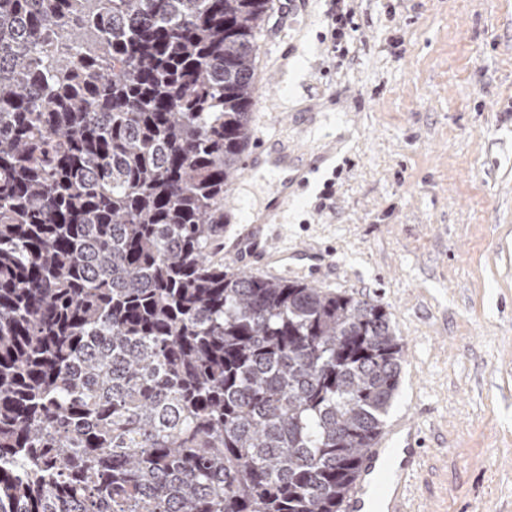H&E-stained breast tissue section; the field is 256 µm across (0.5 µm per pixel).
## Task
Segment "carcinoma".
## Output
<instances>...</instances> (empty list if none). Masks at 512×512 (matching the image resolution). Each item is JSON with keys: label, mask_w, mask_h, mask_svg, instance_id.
Listing matches in <instances>:
<instances>
[{"label": "carcinoma", "mask_w": 512, "mask_h": 512, "mask_svg": "<svg viewBox=\"0 0 512 512\" xmlns=\"http://www.w3.org/2000/svg\"><path fill=\"white\" fill-rule=\"evenodd\" d=\"M269 0H0V512H341L404 343L211 255Z\"/></svg>", "instance_id": "cac0c4a2"}]
</instances>
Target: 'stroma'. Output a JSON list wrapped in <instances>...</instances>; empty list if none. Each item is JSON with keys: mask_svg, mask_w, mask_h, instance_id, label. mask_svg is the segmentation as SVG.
Segmentation results:
<instances>
[{"mask_svg": "<svg viewBox=\"0 0 512 512\" xmlns=\"http://www.w3.org/2000/svg\"><path fill=\"white\" fill-rule=\"evenodd\" d=\"M332 0L257 36L258 82L287 111L255 120L332 152L288 238L334 251L328 287L380 301L405 347L391 417L427 437L413 512H512V0ZM340 2L345 0H336V11L332 15V23L330 30L331 49L332 53H341L342 55L347 49L342 45L343 39L346 37L348 29L356 31L355 23L353 22L354 12L351 8L344 10L339 6Z\"/></svg>", "mask_w": 512, "mask_h": 512, "instance_id": "obj_1", "label": "stroma"}]
</instances>
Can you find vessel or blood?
I'll list each match as a JSON object with an SVG mask.
<instances>
[{
  "instance_id": "obj_1",
  "label": "vessel or blood",
  "mask_w": 512,
  "mask_h": 512,
  "mask_svg": "<svg viewBox=\"0 0 512 512\" xmlns=\"http://www.w3.org/2000/svg\"><path fill=\"white\" fill-rule=\"evenodd\" d=\"M326 156L309 158L298 147L288 146L277 134L248 143L236 174L245 180L267 177L265 204L245 217L224 208V223L212 248L215 256L235 268L279 278L289 263L309 264L312 270L328 265L330 250L289 244L288 206L307 187ZM422 427L416 417L405 415L387 424L366 453L362 468L345 500L344 512H409L410 487L420 465Z\"/></svg>"
}]
</instances>
